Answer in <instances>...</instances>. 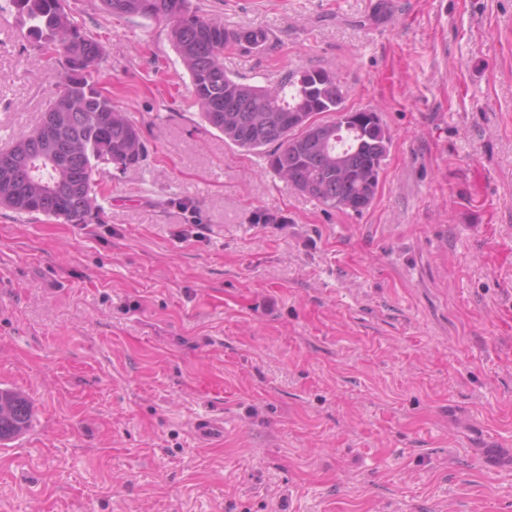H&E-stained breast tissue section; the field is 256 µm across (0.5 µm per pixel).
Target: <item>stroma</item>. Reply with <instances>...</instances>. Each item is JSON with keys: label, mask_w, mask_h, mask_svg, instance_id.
I'll return each instance as SVG.
<instances>
[{"label": "stroma", "mask_w": 512, "mask_h": 512, "mask_svg": "<svg viewBox=\"0 0 512 512\" xmlns=\"http://www.w3.org/2000/svg\"><path fill=\"white\" fill-rule=\"evenodd\" d=\"M69 3L147 158L88 223L0 208V388L32 407L0 512H512V0H190L267 33L227 71L379 112L359 214L226 143L164 20ZM60 84L0 0V150Z\"/></svg>", "instance_id": "1"}]
</instances>
